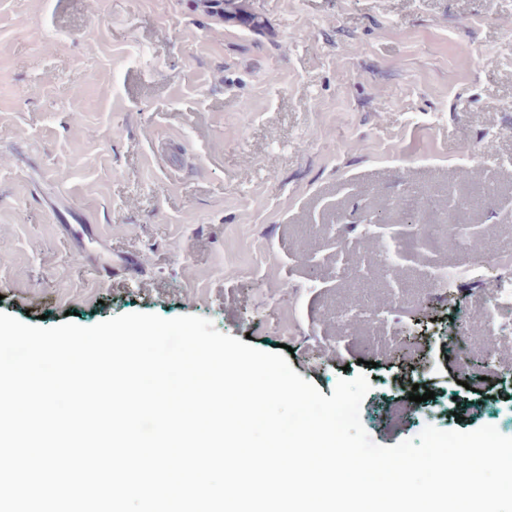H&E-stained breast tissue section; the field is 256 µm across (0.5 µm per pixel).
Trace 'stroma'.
Returning a JSON list of instances; mask_svg holds the SVG:
<instances>
[{
	"label": "stroma",
	"instance_id": "1",
	"mask_svg": "<svg viewBox=\"0 0 512 512\" xmlns=\"http://www.w3.org/2000/svg\"><path fill=\"white\" fill-rule=\"evenodd\" d=\"M250 5L266 33L194 0H0V311L200 315L290 346L324 396L365 373L381 445L428 425L512 437L498 272L435 276L462 260L451 218L512 254V0ZM71 213L111 272L73 254Z\"/></svg>",
	"mask_w": 512,
	"mask_h": 512
}]
</instances>
